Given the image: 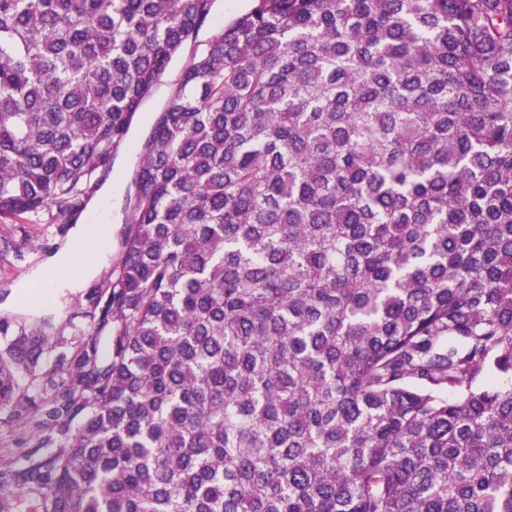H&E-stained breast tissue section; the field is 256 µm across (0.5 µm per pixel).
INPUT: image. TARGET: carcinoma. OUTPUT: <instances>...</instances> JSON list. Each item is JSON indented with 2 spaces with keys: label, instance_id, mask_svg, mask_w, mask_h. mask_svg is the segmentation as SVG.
I'll use <instances>...</instances> for the list:
<instances>
[{
  "label": "carcinoma",
  "instance_id": "carcinoma-1",
  "mask_svg": "<svg viewBox=\"0 0 512 512\" xmlns=\"http://www.w3.org/2000/svg\"><path fill=\"white\" fill-rule=\"evenodd\" d=\"M214 3L0 0L1 224L75 223L192 47L0 512H512V0ZM252 3L251 0H216L212 23L201 31L198 41H205L215 29L222 27L232 17L248 10ZM185 56L172 63L165 71L157 86L154 94L145 102L137 120L131 127L129 140L130 143L140 142L149 132L151 119L154 112L158 111L165 103L170 87L178 79V75L184 64Z\"/></svg>",
  "mask_w": 512,
  "mask_h": 512
}]
</instances>
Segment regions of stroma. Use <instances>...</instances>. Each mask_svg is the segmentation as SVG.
<instances>
[{"instance_id":"35a3bbf8","label":"stroma","mask_w":512,"mask_h":512,"mask_svg":"<svg viewBox=\"0 0 512 512\" xmlns=\"http://www.w3.org/2000/svg\"><path fill=\"white\" fill-rule=\"evenodd\" d=\"M182 66L179 60L172 63L154 94L143 105L130 130L132 146L147 135L154 112L164 105ZM136 161L137 155L131 147L119 153L112 164V196L108 201L112 211V244L100 272L83 288L60 290L53 300L35 308L30 307L27 299H17L16 293L22 285L29 295L43 292V284L35 282L34 277L46 271L55 254L69 243L71 227L67 224H0V319L17 323L45 319L50 323L48 343L33 375L23 380L17 402L0 408L1 470L21 468L48 433L43 425L49 398L45 388L49 381L60 380V361L70 357L93 330L91 297L94 292L109 288L112 270L122 257L125 187Z\"/></svg>"}]
</instances>
